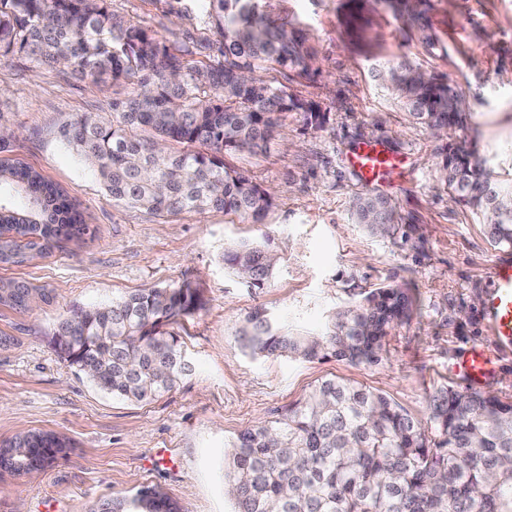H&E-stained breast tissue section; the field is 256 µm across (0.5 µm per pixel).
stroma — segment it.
<instances>
[{"label": "stroma", "mask_w": 512, "mask_h": 512, "mask_svg": "<svg viewBox=\"0 0 512 512\" xmlns=\"http://www.w3.org/2000/svg\"><path fill=\"white\" fill-rule=\"evenodd\" d=\"M346 2L266 0L270 17L289 22L315 53V74L294 77L291 92L320 102L330 121L308 129L298 113H284L268 152L228 157L274 190L276 205L262 224L217 210L166 218L115 204L60 129L83 113L111 120L113 100L129 96L131 85L95 84L23 54L0 63V124L16 132L6 156L58 184L90 226L88 235L54 242L44 257L0 264V279L49 292L28 311L0 307V335L13 339L0 348V443L42 430L67 444L65 459L38 476L0 472V512H89L146 485L181 512H233L224 451L241 430L331 376L379 391L428 423L431 396L463 388L454 365L473 344L496 356V375L482 392L512 401V348L499 350L482 307L491 264L512 259V249L493 248L481 216L449 201L438 181L440 140L413 124L373 76L376 66L407 62L455 86L465 105L461 136L495 180L512 185V0H416L414 23L383 0H366L353 28L342 21ZM111 7L170 40L196 26L167 14L163 0H112ZM367 138L406 159V176L385 191L401 217L392 237L371 235L350 217V200L363 187L344 156ZM245 241L265 242L280 258L265 287H248L224 267L225 247ZM186 281L204 306L173 326L191 370L163 396L114 398L55 352L53 328L72 308ZM390 282L412 283L417 307L387 336L379 364L253 358L237 341L254 309L315 333L328 312Z\"/></svg>", "instance_id": "stroma-1"}]
</instances>
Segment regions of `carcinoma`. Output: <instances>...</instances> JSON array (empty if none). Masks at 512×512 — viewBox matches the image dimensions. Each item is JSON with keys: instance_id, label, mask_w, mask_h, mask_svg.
<instances>
[{"instance_id": "obj_1", "label": "carcinoma", "mask_w": 512, "mask_h": 512, "mask_svg": "<svg viewBox=\"0 0 512 512\" xmlns=\"http://www.w3.org/2000/svg\"><path fill=\"white\" fill-rule=\"evenodd\" d=\"M263 0H164L181 18L199 13L210 36L174 43L112 12L108 0H0V57L20 52L39 65L66 67L94 83H132L136 91L112 102V121L80 115L62 126L64 140L99 176L117 204L159 217L222 210L262 224L274 194L247 171L226 165L228 153L256 155L278 132L279 116L299 112L322 129L330 110L288 91L260 71L308 74L306 38L271 18ZM213 60L197 65L203 50ZM399 94L415 121L438 139L440 180L451 201L485 218L487 238L512 248V188L492 180L464 139L463 100L448 82L401 63L376 70ZM0 264L47 254L53 241L89 232L66 193L37 170L0 157ZM349 211L373 235L399 228L391 200L358 194ZM224 265L256 288L273 277L277 257L265 245L224 248ZM46 289L0 280V307L25 310ZM413 286L390 283L328 315L320 333L290 331L266 310L251 312L239 331L251 357L294 360L330 357L356 364L382 361L385 341L409 321ZM203 308L198 289L147 288L82 307L60 320L53 347L100 390L149 402L172 390L190 368L179 337L167 326ZM425 430L386 395L349 381L325 379L299 402L276 410L263 425L241 431L224 456V485L234 512H512V401L448 387L432 396ZM30 470L66 448L57 435L32 430L7 447ZM91 512H179L155 486L105 500Z\"/></svg>"}]
</instances>
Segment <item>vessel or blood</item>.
I'll return each mask as SVG.
<instances>
[{"label":"vessel or blood","mask_w":512,"mask_h":512,"mask_svg":"<svg viewBox=\"0 0 512 512\" xmlns=\"http://www.w3.org/2000/svg\"><path fill=\"white\" fill-rule=\"evenodd\" d=\"M405 159L382 141L358 143L346 155V163L358 181L376 187L392 184L405 173ZM492 287L484 299L483 313L502 348L512 347V262L497 260L490 269ZM494 360L479 345L460 357L458 369L469 386H476L492 371Z\"/></svg>","instance_id":"vessel-or-blood-1"}]
</instances>
